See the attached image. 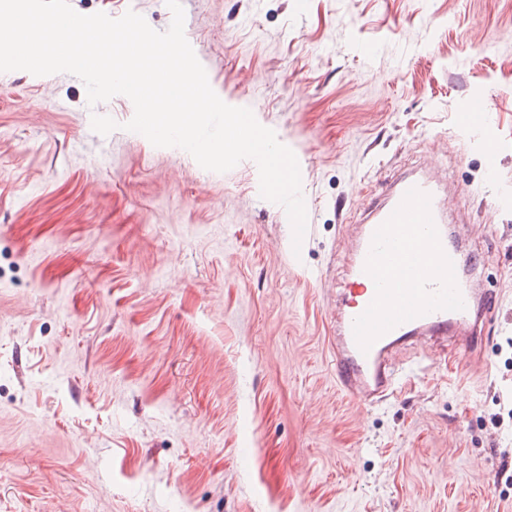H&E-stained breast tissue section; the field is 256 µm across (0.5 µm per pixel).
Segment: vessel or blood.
<instances>
[{
  "mask_svg": "<svg viewBox=\"0 0 512 512\" xmlns=\"http://www.w3.org/2000/svg\"><path fill=\"white\" fill-rule=\"evenodd\" d=\"M462 126L489 127L486 99L470 97L459 109ZM476 294L461 277L456 238L448 231L436 182L405 176L371 212L355 241L349 297L336 314V385L374 404L394 395L409 364L395 350L428 338L452 337L472 350Z\"/></svg>",
  "mask_w": 512,
  "mask_h": 512,
  "instance_id": "1",
  "label": "vessel or blood"
}]
</instances>
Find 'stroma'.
I'll use <instances>...</instances> for the list:
<instances>
[{
	"label": "stroma",
	"mask_w": 512,
	"mask_h": 512,
	"mask_svg": "<svg viewBox=\"0 0 512 512\" xmlns=\"http://www.w3.org/2000/svg\"><path fill=\"white\" fill-rule=\"evenodd\" d=\"M219 98L295 154L310 234L253 160L91 128L69 73L0 86V512H512V0H182ZM484 95L496 125L454 114ZM436 177L483 338L388 400L331 342L365 214Z\"/></svg>",
	"instance_id": "stroma-1"
}]
</instances>
